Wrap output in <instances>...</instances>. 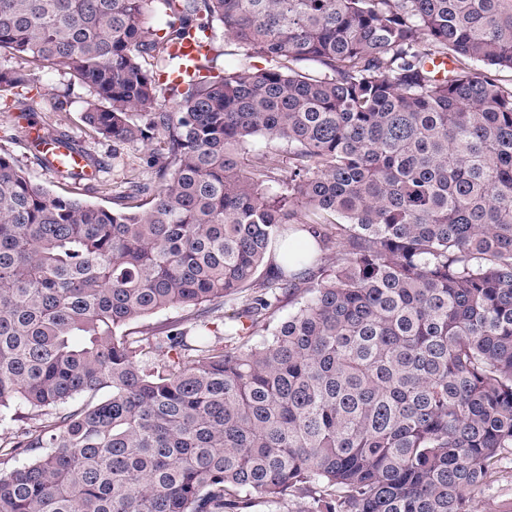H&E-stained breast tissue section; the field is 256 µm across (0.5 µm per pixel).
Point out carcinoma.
<instances>
[{"instance_id": "cac0c4a2", "label": "carcinoma", "mask_w": 512, "mask_h": 512, "mask_svg": "<svg viewBox=\"0 0 512 512\" xmlns=\"http://www.w3.org/2000/svg\"><path fill=\"white\" fill-rule=\"evenodd\" d=\"M1 55L149 177L107 208L0 147V512H469L512 455V0H0Z\"/></svg>"}]
</instances>
